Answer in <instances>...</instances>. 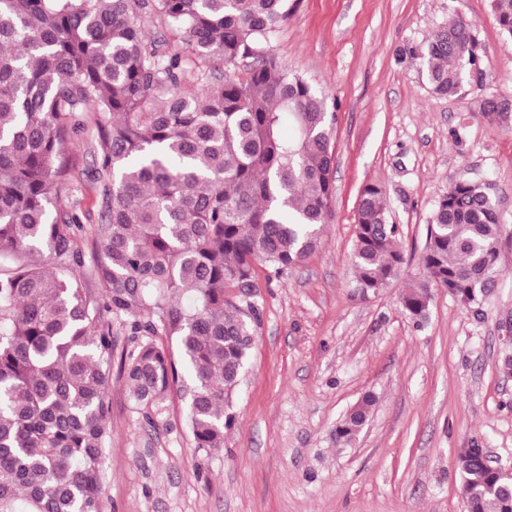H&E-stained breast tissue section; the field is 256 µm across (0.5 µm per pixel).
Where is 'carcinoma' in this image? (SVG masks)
<instances>
[{
	"instance_id": "cac0c4a2",
	"label": "carcinoma",
	"mask_w": 512,
	"mask_h": 512,
	"mask_svg": "<svg viewBox=\"0 0 512 512\" xmlns=\"http://www.w3.org/2000/svg\"><path fill=\"white\" fill-rule=\"evenodd\" d=\"M491 6L512 39V0ZM288 13V0H0V512H103L115 322L136 341L120 355L133 408L152 423L175 390L193 447L223 446L256 269L281 278L313 254L335 198L326 98L272 49ZM150 15L185 48L151 39ZM419 56L432 92L457 95L478 62L472 25L440 26ZM211 60L224 73L197 69ZM481 107L512 128V101ZM86 112L98 296L75 273L78 203L52 193L74 178L67 149ZM354 233L355 288L376 294L405 259L375 183ZM503 245L490 184L449 183L405 315L421 325L437 288L479 309ZM372 405L353 406L336 438L355 440ZM457 469L467 512H512V480L479 449H461Z\"/></svg>"
}]
</instances>
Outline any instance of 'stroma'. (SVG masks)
I'll return each mask as SVG.
<instances>
[{
	"label": "stroma",
	"mask_w": 512,
	"mask_h": 512,
	"mask_svg": "<svg viewBox=\"0 0 512 512\" xmlns=\"http://www.w3.org/2000/svg\"><path fill=\"white\" fill-rule=\"evenodd\" d=\"M272 48L326 97L333 125L336 194L320 248L288 276L258 271L256 341L233 398L224 445L193 448L183 403L151 424L113 375L104 512H466L457 472L463 448L512 465V375L501 358L512 319V131L479 110L512 97V40L491 0H289ZM462 18L478 44L479 78L450 98L434 95L420 46ZM488 179L509 242L497 285L480 310L433 292L416 326L399 299L401 278L377 294L354 288L357 197L379 183L416 272L439 194L459 177ZM79 200L84 226L77 272L99 294L92 228L96 194ZM370 416L350 443L337 421L364 395Z\"/></svg>",
	"instance_id": "35a3bbf8"
}]
</instances>
